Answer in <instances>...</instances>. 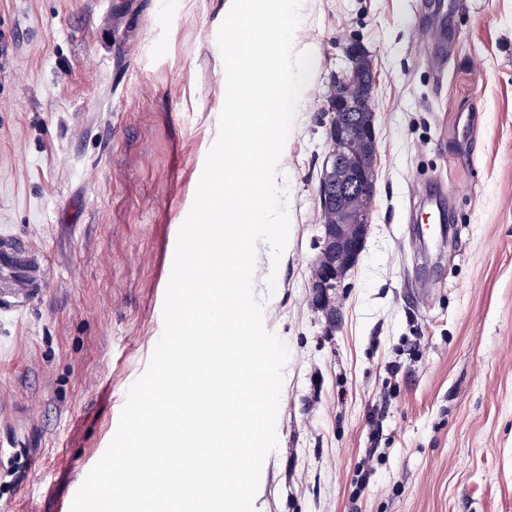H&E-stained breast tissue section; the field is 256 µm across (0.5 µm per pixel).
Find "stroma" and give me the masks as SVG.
Instances as JSON below:
<instances>
[{"label": "stroma", "mask_w": 512, "mask_h": 512, "mask_svg": "<svg viewBox=\"0 0 512 512\" xmlns=\"http://www.w3.org/2000/svg\"><path fill=\"white\" fill-rule=\"evenodd\" d=\"M232 0H0V512H69L163 328L219 132ZM446 35L434 39L430 27ZM373 64L364 250L311 303L327 94ZM313 72L278 162L287 246L256 253L288 347L254 512H512V0H301ZM448 234L420 247L415 189Z\"/></svg>", "instance_id": "35a3bbf8"}]
</instances>
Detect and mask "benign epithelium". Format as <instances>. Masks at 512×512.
I'll return each instance as SVG.
<instances>
[{"mask_svg":"<svg viewBox=\"0 0 512 512\" xmlns=\"http://www.w3.org/2000/svg\"><path fill=\"white\" fill-rule=\"evenodd\" d=\"M329 112L330 150L319 200L323 210L338 211V221L323 225L311 284L312 303L326 311L333 310L336 289L364 249L377 191L375 113L356 66L336 76Z\"/></svg>","mask_w":512,"mask_h":512,"instance_id":"obj_1","label":"benign epithelium"}]
</instances>
